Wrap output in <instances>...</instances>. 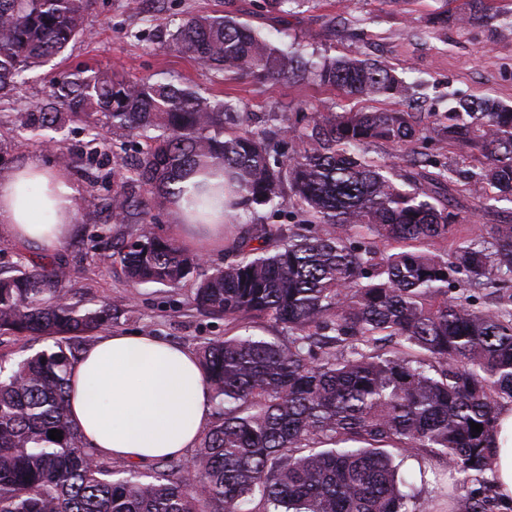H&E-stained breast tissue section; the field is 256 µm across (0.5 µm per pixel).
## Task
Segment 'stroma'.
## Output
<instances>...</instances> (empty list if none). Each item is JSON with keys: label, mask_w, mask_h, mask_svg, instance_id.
Wrapping results in <instances>:
<instances>
[{"label": "stroma", "mask_w": 512, "mask_h": 512, "mask_svg": "<svg viewBox=\"0 0 512 512\" xmlns=\"http://www.w3.org/2000/svg\"><path fill=\"white\" fill-rule=\"evenodd\" d=\"M504 13L488 24L436 28L430 19L442 0H311L291 13L268 11L263 0H92L87 13L90 35L68 47L46 66L29 73L18 92L0 102V178L36 158L56 169L58 153L71 154L76 172L67 181L76 190L75 213L67 242L55 255L67 267L64 286L73 301L94 305L104 301L122 305L123 315L112 329L121 333L149 334L178 346L198 348L200 342L231 334L223 317L196 309L190 303L196 286L188 279L180 287L132 285L120 267L101 263L99 237L128 238L129 224H109L100 208L112 193L111 181L89 185L80 171L88 167L87 140L82 123L65 125L55 135L54 149L42 137L23 134L11 122L13 112L27 108L48 92L52 73L83 66L115 69L132 81L174 78L196 89L254 113L260 126L276 128L272 113L358 111L375 107L396 109L400 103H375L330 91L316 81L297 83L255 82L245 78L220 79L204 66L172 50L168 33L188 15L228 14L246 21L275 40L298 41L306 53L318 56L361 54L389 62L413 88L423 111L443 112L449 98H492L512 104V0H497ZM288 211L238 214L227 221L224 244L219 248L186 243L204 266L224 264L231 258L235 239L257 224H288ZM401 473L412 483L422 512H460L448 496L457 480L445 462L428 460L422 453L405 458Z\"/></svg>", "instance_id": "1"}]
</instances>
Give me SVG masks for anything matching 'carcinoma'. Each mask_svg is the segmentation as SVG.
Instances as JSON below:
<instances>
[{"label": "carcinoma", "instance_id": "1", "mask_svg": "<svg viewBox=\"0 0 512 512\" xmlns=\"http://www.w3.org/2000/svg\"><path fill=\"white\" fill-rule=\"evenodd\" d=\"M472 4L454 14L458 24L493 19L485 0ZM90 5L0 0V99L87 37ZM171 37L221 77L310 76L407 109L283 112L297 148L282 160L251 113L169 78L53 75L48 94L15 113L19 128L80 120L94 157L108 146L101 124L113 142L138 145L104 203L107 221L139 225L119 247L103 242L102 259L131 282L176 288L201 267L153 221L189 174L222 167L237 196L229 207H290L299 221L238 238L235 259L196 285V308L235 329L266 319L281 335L201 343L218 420L187 462L118 469L67 419L69 366L123 308L72 301L55 259L0 277V335L54 339L52 350L0 364V512H252L254 501L258 512H418L395 464L417 450L460 474L453 496L462 512H487L472 485L486 483L497 415L512 403V224L463 235L452 207L464 193L490 209L512 196V106L464 99L416 112L385 62L308 58L230 15H190ZM373 142L402 152L411 171L369 157ZM53 429L62 440L49 437Z\"/></svg>", "mask_w": 512, "mask_h": 512}]
</instances>
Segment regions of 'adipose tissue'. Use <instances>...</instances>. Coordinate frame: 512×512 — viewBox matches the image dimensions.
<instances>
[{
	"label": "adipose tissue",
	"mask_w": 512,
	"mask_h": 512,
	"mask_svg": "<svg viewBox=\"0 0 512 512\" xmlns=\"http://www.w3.org/2000/svg\"><path fill=\"white\" fill-rule=\"evenodd\" d=\"M76 190L36 159L0 180V230L52 251L65 241ZM68 420L87 447L133 464L195 447L210 419L211 391L195 353L151 335L108 333L68 369ZM495 486L512 501V408L493 438Z\"/></svg>",
	"instance_id": "adipose-tissue-1"
}]
</instances>
